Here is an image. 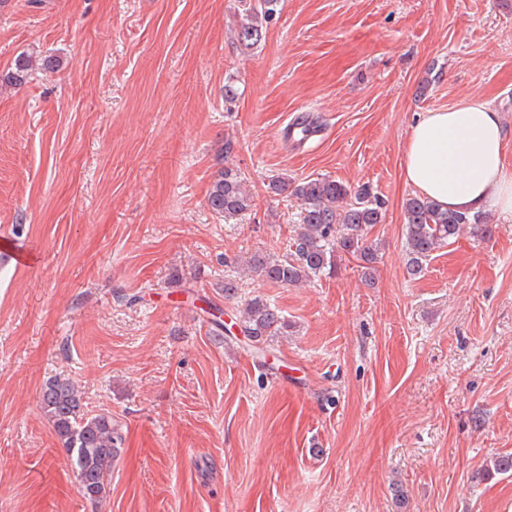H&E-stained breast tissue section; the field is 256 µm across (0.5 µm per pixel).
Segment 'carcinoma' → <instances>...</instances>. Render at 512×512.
I'll use <instances>...</instances> for the list:
<instances>
[{
    "instance_id": "cac0c4a2",
    "label": "carcinoma",
    "mask_w": 512,
    "mask_h": 512,
    "mask_svg": "<svg viewBox=\"0 0 512 512\" xmlns=\"http://www.w3.org/2000/svg\"><path fill=\"white\" fill-rule=\"evenodd\" d=\"M238 2L243 18L235 29V38L239 47L250 50L262 41L280 0ZM31 70V57L22 54L4 79L22 85ZM270 190L276 194L289 192L301 200L298 224L283 254L256 252L242 262L241 270L254 272L271 283L295 287L337 272L339 262L347 257L359 261L362 278L367 285H375L381 243L370 239L369 233L384 221L383 202L376 194L366 187L353 190L321 175L299 182L277 179L270 183ZM206 203L227 223L251 211L254 198L244 189L241 173L226 166L212 181ZM404 215L406 274L411 279L424 274L432 253L451 244L462 227H469L483 239L491 238L495 231L481 211L443 210L422 195L406 198ZM240 328L251 346L262 351L269 339L288 335L293 326L266 299L254 296L244 304ZM39 403L81 479L78 492L89 503H99L107 495L106 477L125 442L121 425L109 414L87 415L81 391L65 377L47 380L40 389ZM478 475L482 481L496 475L511 477L512 453L496 455Z\"/></svg>"
}]
</instances>
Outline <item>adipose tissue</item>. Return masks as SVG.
I'll return each instance as SVG.
<instances>
[{
    "label": "adipose tissue",
    "instance_id": "adipose-tissue-1",
    "mask_svg": "<svg viewBox=\"0 0 512 512\" xmlns=\"http://www.w3.org/2000/svg\"><path fill=\"white\" fill-rule=\"evenodd\" d=\"M511 144L500 112L483 98L425 113L402 149L403 183L441 209H491L512 220Z\"/></svg>",
    "mask_w": 512,
    "mask_h": 512
}]
</instances>
